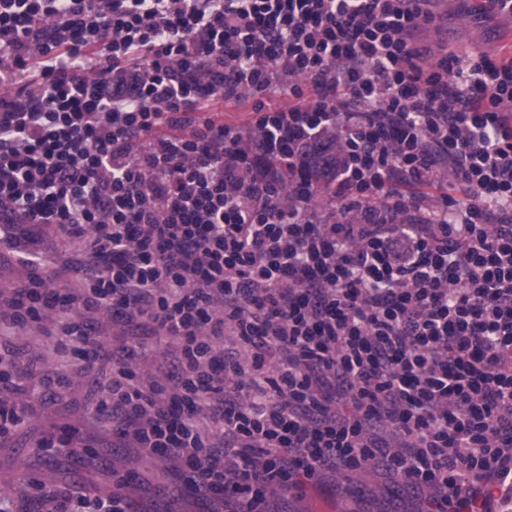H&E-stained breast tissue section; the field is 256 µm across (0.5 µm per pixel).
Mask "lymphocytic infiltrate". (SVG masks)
<instances>
[{"label":"lymphocytic infiltrate","mask_w":512,"mask_h":512,"mask_svg":"<svg viewBox=\"0 0 512 512\" xmlns=\"http://www.w3.org/2000/svg\"><path fill=\"white\" fill-rule=\"evenodd\" d=\"M409 3L0 0V327L52 323L108 477L0 482V512H289L359 474L411 512L494 501L512 58L429 62ZM21 225L74 261L7 256Z\"/></svg>","instance_id":"lymphocytic-infiltrate-1"}]
</instances>
